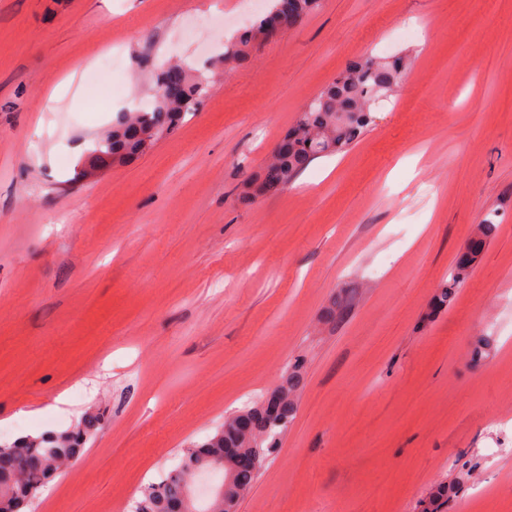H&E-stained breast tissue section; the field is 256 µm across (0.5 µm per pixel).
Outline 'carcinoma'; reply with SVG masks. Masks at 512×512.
Listing matches in <instances>:
<instances>
[{
    "label": "carcinoma",
    "instance_id": "obj_1",
    "mask_svg": "<svg viewBox=\"0 0 512 512\" xmlns=\"http://www.w3.org/2000/svg\"><path fill=\"white\" fill-rule=\"evenodd\" d=\"M282 5L288 23L295 24L318 6V0H273L258 25L227 46L224 63L236 64L245 48L273 39L282 27L277 22ZM406 68L403 58L381 61L370 56L348 64L335 81L307 104L295 126L283 137L272 162L249 182L238 197V204L248 207L269 192L288 189L314 159L343 152L356 143L373 124L374 108L397 86ZM207 93V80L189 74L180 78L166 68L161 70L156 76L153 100L139 110V115L121 118L112 134L91 152L86 164L104 166L110 160L126 161L144 153L150 147L143 138L145 132H151L154 141L170 132L185 115L197 111ZM495 228L490 221L480 224L479 237L457 261L452 284L435 296L437 306H446L451 301L453 288L478 262L483 242ZM295 388L291 382L276 390L277 406L267 400L225 417L223 429L200 447L188 449L177 468L141 491L134 512H169L174 503L185 498L197 469L219 461L225 448H242L262 459L274 456L280 436L294 413L291 395ZM99 421L100 414L89 408L71 431L54 436H27L0 444V512H23L42 487L82 452L83 434L95 428ZM219 473L223 497L208 499L207 507L195 512H227L228 502L236 509L244 496L242 489H249L254 483L252 474L233 471L227 466Z\"/></svg>",
    "mask_w": 512,
    "mask_h": 512
}]
</instances>
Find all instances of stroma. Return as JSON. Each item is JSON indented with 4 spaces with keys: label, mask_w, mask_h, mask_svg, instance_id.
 I'll use <instances>...</instances> for the list:
<instances>
[{
    "label": "stroma",
    "mask_w": 512,
    "mask_h": 512,
    "mask_svg": "<svg viewBox=\"0 0 512 512\" xmlns=\"http://www.w3.org/2000/svg\"><path fill=\"white\" fill-rule=\"evenodd\" d=\"M242 3L0 0V443L103 416L32 512H131L289 377L239 512H512V0H320L228 70ZM116 40L119 89L72 93ZM365 56L410 60L375 123L239 206ZM167 64L208 79L198 110L77 178ZM496 224L491 221H484L480 224L479 237L472 243L469 250L457 261L456 273L453 276L452 284L446 286L435 296L437 306H447L452 299V290L456 288L467 275L468 271L478 262L483 242L495 231Z\"/></svg>",
    "instance_id": "35a3bbf8"
}]
</instances>
